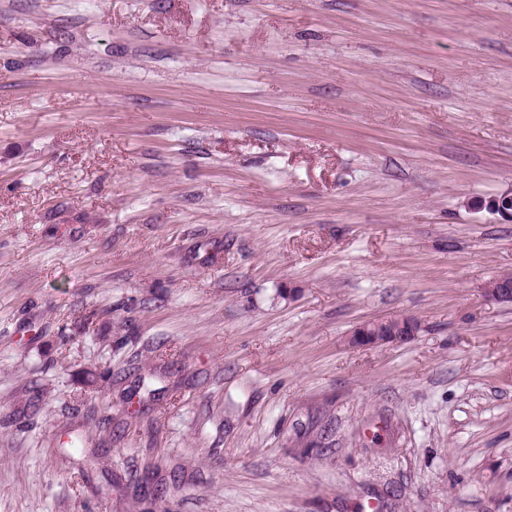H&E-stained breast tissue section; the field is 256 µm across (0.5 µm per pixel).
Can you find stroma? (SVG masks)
Returning <instances> with one entry per match:
<instances>
[{
    "instance_id": "35a3bbf8",
    "label": "stroma",
    "mask_w": 512,
    "mask_h": 512,
    "mask_svg": "<svg viewBox=\"0 0 512 512\" xmlns=\"http://www.w3.org/2000/svg\"><path fill=\"white\" fill-rule=\"evenodd\" d=\"M511 187L512 0H0V512H512ZM478 208H485L490 213L500 216L503 220L512 221V187L499 194L481 201ZM484 294L490 302L512 305V279L500 277L492 281L484 289ZM418 329V322L409 316L395 315L379 320L371 319L359 324L352 331L349 343L358 347L407 343L414 339Z\"/></svg>"
}]
</instances>
